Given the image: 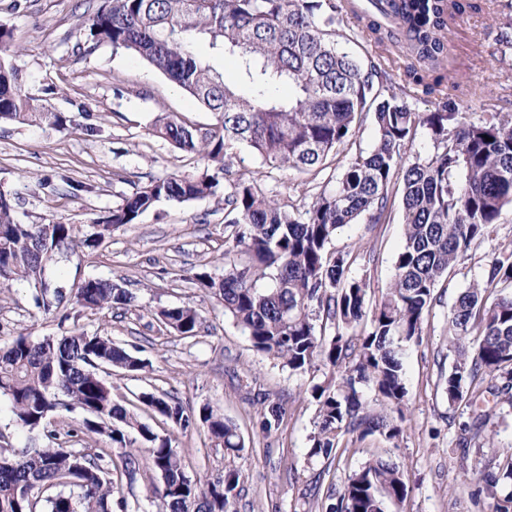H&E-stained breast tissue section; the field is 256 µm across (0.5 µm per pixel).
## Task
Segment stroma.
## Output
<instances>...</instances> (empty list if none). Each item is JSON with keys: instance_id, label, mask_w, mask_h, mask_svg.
Returning <instances> with one entry per match:
<instances>
[{"instance_id": "1", "label": "stroma", "mask_w": 512, "mask_h": 512, "mask_svg": "<svg viewBox=\"0 0 512 512\" xmlns=\"http://www.w3.org/2000/svg\"><path fill=\"white\" fill-rule=\"evenodd\" d=\"M448 34V56L462 86L465 112L512 114V47L499 41L502 24L512 21V0H475ZM102 0H0V26L11 30L21 54L23 91L68 116L87 113L95 133L52 126L0 125V192L13 199L25 224L54 220L76 225L80 233L119 206L150 180L172 174L195 178L200 158L151 135L159 113L174 112L204 126L213 116L151 65L108 44L84 46L85 25ZM343 46L368 66L378 56L393 59L397 48L383 49L368 38L361 22L342 13ZM234 168L255 180L266 194L305 210L323 190L328 172L318 175L273 169L245 147L235 150ZM403 245L402 198L394 196L391 221L367 218L345 226L331 248L350 253V274L367 279L378 300L395 275ZM512 249V210L493 232L442 279L423 320L420 342L406 343L407 418L396 442L380 435L341 437L334 460L309 454L317 431L313 386L327 382L329 368L316 365L293 373L257 352L225 316L222 301L199 288L195 276L219 278L224 262L236 259L224 238V206L216 198L181 204L160 202L134 224L114 228L96 250L60 262L52 273L65 285L86 277L120 282L134 296L130 306L85 312L79 324L101 332L142 359L144 371H104L121 404L144 392L166 395L185 408L210 407L239 430L244 448L224 452L204 426L182 431L146 407L138 414L155 432L170 435L186 472L216 480L239 476L235 512H325L342 493L349 475L383 455L403 470L407 495L390 512H496L495 498L474 480L484 467L505 464L512 454V390L505 378L480 381L476 406L449 404L440 389L456 355L448 342V316L458 298L483 277L489 259ZM190 305L202 315L197 337L187 338L155 317L164 307ZM71 327L62 313L43 314L24 282L0 291V346L17 336L33 339L64 335ZM282 404L285 414L271 434L259 429V401ZM134 480L115 477L114 495L139 512H159L155 492L161 481L148 454L139 456Z\"/></svg>"}]
</instances>
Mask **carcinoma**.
I'll return each instance as SVG.
<instances>
[{
  "label": "carcinoma",
  "mask_w": 512,
  "mask_h": 512,
  "mask_svg": "<svg viewBox=\"0 0 512 512\" xmlns=\"http://www.w3.org/2000/svg\"><path fill=\"white\" fill-rule=\"evenodd\" d=\"M350 0H103L86 25L92 46L108 43L146 61L193 96L214 116L197 126L164 112L152 134L205 160L197 178H157L126 197L77 239L72 224H23L12 200H0V286L19 280L33 290L35 307L45 314L69 302L77 313L129 305L132 294L120 283L88 277L67 289L49 269L96 249L112 228L132 224L161 201L183 203L217 195L224 186L227 238L239 248L224 266V277L196 275L199 286L224 302L252 347L293 372L321 362L338 372L312 389L319 406L317 433L309 456L330 459L339 438L375 433L393 442L401 428L362 401V387L399 418L405 417L407 388L402 342L417 341L438 282L512 209V116L487 112L473 120L460 111L461 87L439 75L432 84L415 66L409 82L396 85L387 69L364 70L339 43V15ZM375 17L367 25L379 44L401 40L425 68L441 67L448 51L449 22L459 0H370ZM205 40L218 57H236L238 79L228 84L215 66L202 61L194 44ZM20 48L0 27V122L61 128L70 119L25 94L14 60ZM448 80L439 111L421 113L408 98L417 87L432 94ZM372 117L375 142L366 150L357 133ZM425 128L433 151L406 148ZM244 144L271 168L315 175L345 146L355 148L331 175L333 188L316 195L297 213L288 203L263 193L245 174L233 172L231 149ZM401 185L404 244L395 276L378 302L368 297L365 278L349 276L347 255L329 244L337 232L360 217L374 224L390 221V192ZM158 320L184 337L197 336L202 317L191 306L162 308ZM458 357L440 383L448 403L469 405L481 396L483 375L512 381V250L493 256L484 278L459 296L448 317ZM128 373L144 362L98 332L75 327L60 337L16 338L0 348V396L10 402L12 419L28 432L51 440L44 448L12 452L0 448V512H128L113 501L112 449L122 450L123 472L134 480L136 433L161 478L164 512H231L239 476L228 472L214 481L191 478L171 445L114 400L112 384L100 369ZM139 402L186 430L201 422L227 450L243 448L237 427L209 406L188 412L178 401L144 393ZM79 410L80 432L104 437L111 447L99 452L63 446L48 429L60 411ZM282 408L264 407L261 430L278 429ZM512 479V459L499 472L482 470L478 481L490 496ZM407 485L400 466L389 459L366 462L348 480L327 512H385L403 500Z\"/></svg>",
  "instance_id": "carcinoma-1"
}]
</instances>
